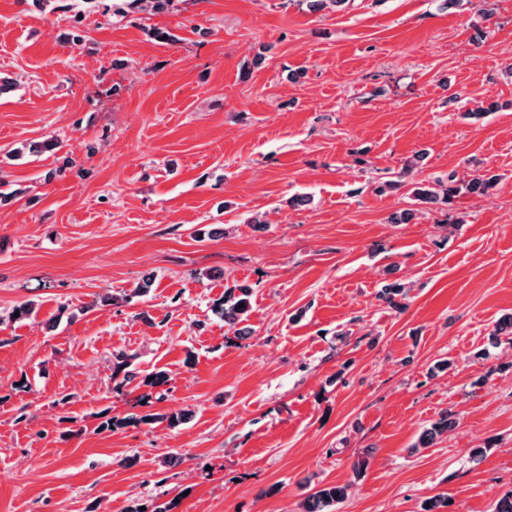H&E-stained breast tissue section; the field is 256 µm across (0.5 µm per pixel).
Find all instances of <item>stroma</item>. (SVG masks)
<instances>
[{
  "instance_id": "35a3bbf8",
  "label": "stroma",
  "mask_w": 512,
  "mask_h": 512,
  "mask_svg": "<svg viewBox=\"0 0 512 512\" xmlns=\"http://www.w3.org/2000/svg\"><path fill=\"white\" fill-rule=\"evenodd\" d=\"M112 3L0 0V512H301L333 483L338 512H493L512 490V336H491L512 314V0ZM477 173L495 185L468 192ZM451 176L452 202L412 198ZM242 285L226 323L213 305ZM120 352L166 383L119 385ZM132 414L155 420L101 426ZM238 294L230 295L227 299L214 305L213 311L218 314L225 322L235 323L239 318L244 316L250 306V288H238ZM244 303V308H240V304ZM458 420L454 414H444L437 422L431 424L421 433L416 448H427L436 440V437L448 433L456 428ZM348 491L346 484L314 487L301 504L302 512H334L348 498Z\"/></svg>"
}]
</instances>
